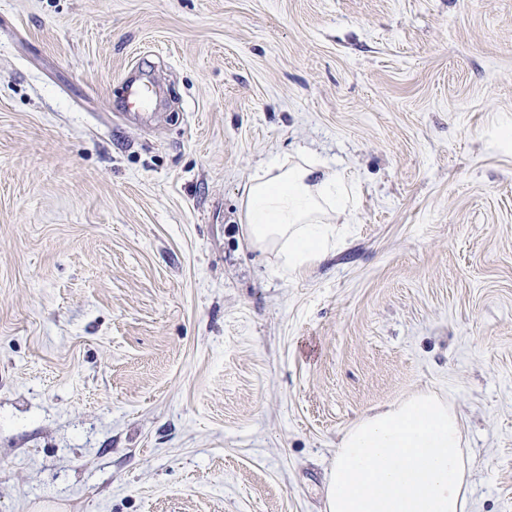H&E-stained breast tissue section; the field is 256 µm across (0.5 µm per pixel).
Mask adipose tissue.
<instances>
[{"instance_id": "1", "label": "adipose tissue", "mask_w": 512, "mask_h": 512, "mask_svg": "<svg viewBox=\"0 0 512 512\" xmlns=\"http://www.w3.org/2000/svg\"><path fill=\"white\" fill-rule=\"evenodd\" d=\"M353 197L343 172L298 152L258 166L240 200L250 246L275 253L278 273L300 272L346 234L336 213ZM447 402L415 393L366 416L336 449L324 512H466L472 463Z\"/></svg>"}]
</instances>
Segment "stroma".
<instances>
[{
  "instance_id": "1",
  "label": "stroma",
  "mask_w": 512,
  "mask_h": 512,
  "mask_svg": "<svg viewBox=\"0 0 512 512\" xmlns=\"http://www.w3.org/2000/svg\"><path fill=\"white\" fill-rule=\"evenodd\" d=\"M507 121L512 0H0V512H323L418 390L512 512ZM299 149L356 203L288 278L239 202ZM124 97L127 112H139L149 101L148 86L137 79H128L124 83Z\"/></svg>"
}]
</instances>
